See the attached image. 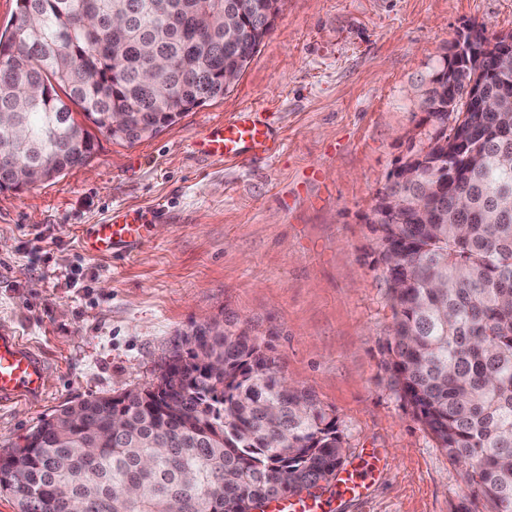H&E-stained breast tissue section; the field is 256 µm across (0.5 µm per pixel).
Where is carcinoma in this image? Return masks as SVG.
Masks as SVG:
<instances>
[{"mask_svg": "<svg viewBox=\"0 0 512 512\" xmlns=\"http://www.w3.org/2000/svg\"><path fill=\"white\" fill-rule=\"evenodd\" d=\"M249 47L224 30L239 0H16L0 35V190L15 170L43 183L85 164L97 130L130 144L224 96V72L243 73L273 28L281 0H246ZM480 60L453 78L433 70L422 95L433 116L429 151L410 154L425 187L388 180L378 199L398 201L393 224H374L375 263L389 288L390 382L448 457L471 467L475 494L462 512H512V60L483 39ZM485 82L502 110L483 112L472 168L448 152L450 103ZM123 112L128 134L112 132ZM224 369L205 373L198 362ZM159 391L129 392L121 429L110 397L44 419L25 445L0 454V495L18 512H253L270 496L329 482L343 465L334 421L312 395L279 376L245 331L202 336Z\"/></svg>", "mask_w": 512, "mask_h": 512, "instance_id": "obj_1", "label": "carcinoma"}]
</instances>
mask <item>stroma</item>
<instances>
[{
  "instance_id": "1",
  "label": "stroma",
  "mask_w": 512,
  "mask_h": 512,
  "mask_svg": "<svg viewBox=\"0 0 512 512\" xmlns=\"http://www.w3.org/2000/svg\"><path fill=\"white\" fill-rule=\"evenodd\" d=\"M473 25L511 35L512 0H282L223 97L133 145L96 135L84 165L0 190V327L45 359L50 389L0 408V453L62 406L155 383L192 328L233 323L335 420L345 466L378 449L362 496L332 512H461L465 466L384 367L393 311L370 218L424 141L422 83ZM248 108L276 132L272 154L195 147ZM117 209L152 214L148 240L124 258L85 251Z\"/></svg>"
}]
</instances>
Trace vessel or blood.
<instances>
[{"mask_svg": "<svg viewBox=\"0 0 512 512\" xmlns=\"http://www.w3.org/2000/svg\"><path fill=\"white\" fill-rule=\"evenodd\" d=\"M198 144L210 156L220 160H241L250 154L271 153L276 141L269 128L245 109L224 123L210 127ZM150 232L142 215L125 211L114 213L103 224L93 225L84 238L85 248L93 253L117 255L131 252ZM47 367L42 357L21 337L0 329V406L15 399H39L46 395ZM365 470L353 468L336 478L337 497L361 496L366 486ZM256 512H329L328 500L310 492L293 497L265 500Z\"/></svg>", "mask_w": 512, "mask_h": 512, "instance_id": "1", "label": "vessel or blood"}]
</instances>
